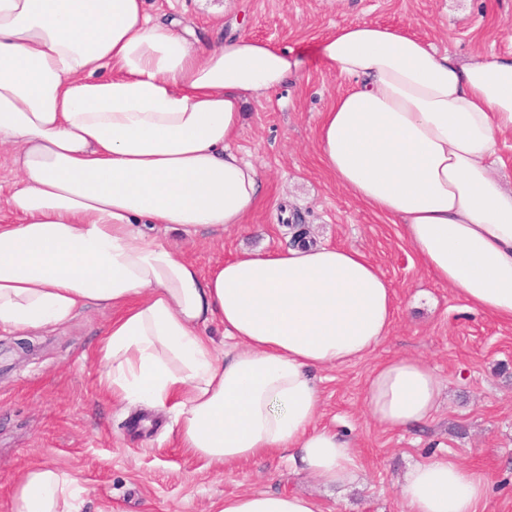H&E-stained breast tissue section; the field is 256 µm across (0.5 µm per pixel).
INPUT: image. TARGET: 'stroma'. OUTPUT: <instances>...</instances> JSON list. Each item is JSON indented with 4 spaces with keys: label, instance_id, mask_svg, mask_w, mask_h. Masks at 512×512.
I'll return each instance as SVG.
<instances>
[{
    "label": "stroma",
    "instance_id": "obj_1",
    "mask_svg": "<svg viewBox=\"0 0 512 512\" xmlns=\"http://www.w3.org/2000/svg\"><path fill=\"white\" fill-rule=\"evenodd\" d=\"M157 21L185 19L201 42L245 34L304 60L299 80L248 100L236 151L264 177L252 229L168 242L201 272L244 249L284 251L297 215L312 241L352 245L391 282L399 311L371 355L318 372V426L348 434L357 479L326 489L270 454L232 469L181 448L170 413L113 397L99 382L97 352L112 319L83 310L69 324L30 336L0 330V512L34 463L64 469L84 487L81 512H216L226 496L284 491L315 497L323 512H401L405 473L435 454L480 471L488 491L480 512H512V322L466 308L437 284L402 227L356 200L320 162L315 134L346 78L327 71L315 49L338 27L359 21L407 29L466 61L512 54V0H146ZM392 355L421 356L443 384L438 411L406 431L375 427L363 385Z\"/></svg>",
    "mask_w": 512,
    "mask_h": 512
}]
</instances>
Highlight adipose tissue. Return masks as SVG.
<instances>
[{
	"label": "adipose tissue",
	"instance_id": "ef3b65f1",
	"mask_svg": "<svg viewBox=\"0 0 512 512\" xmlns=\"http://www.w3.org/2000/svg\"><path fill=\"white\" fill-rule=\"evenodd\" d=\"M350 80L317 130L320 160L394 218L429 275L466 308L512 321V189L496 173L512 131V57L461 63L401 28L358 22L317 47ZM299 58L246 37L200 47L145 0H0V149L16 181L0 219V329L21 334L90 306L114 318L104 389L173 414L181 447L232 468L297 453L329 488L359 469L318 427L314 371L369 356L395 294L355 246L244 250L202 274L158 230L244 228L259 168L232 148L247 100L300 78ZM216 322L226 345L200 332ZM440 394L424 358L380 361L364 403L388 430L428 422ZM71 473L29 467L11 512H79ZM483 477L444 455L412 468L403 512H478ZM220 512H322L293 492L225 498Z\"/></svg>",
	"mask_w": 512,
	"mask_h": 512
}]
</instances>
